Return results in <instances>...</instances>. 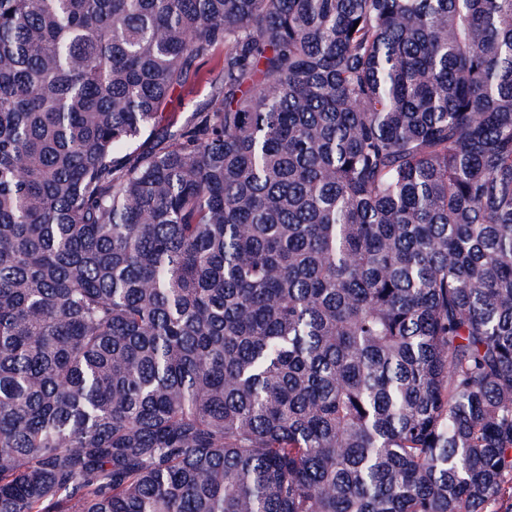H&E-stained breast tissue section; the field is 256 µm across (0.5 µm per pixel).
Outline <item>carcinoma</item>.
I'll return each instance as SVG.
<instances>
[{"label":"carcinoma","mask_w":512,"mask_h":512,"mask_svg":"<svg viewBox=\"0 0 512 512\" xmlns=\"http://www.w3.org/2000/svg\"><path fill=\"white\" fill-rule=\"evenodd\" d=\"M0 512H512V0H0ZM223 62L224 48L222 47L199 59L196 63L197 75L190 78L184 91L173 95L166 112L184 118L206 102L210 92V85L206 83L207 78L219 77Z\"/></svg>","instance_id":"carcinoma-1"}]
</instances>
